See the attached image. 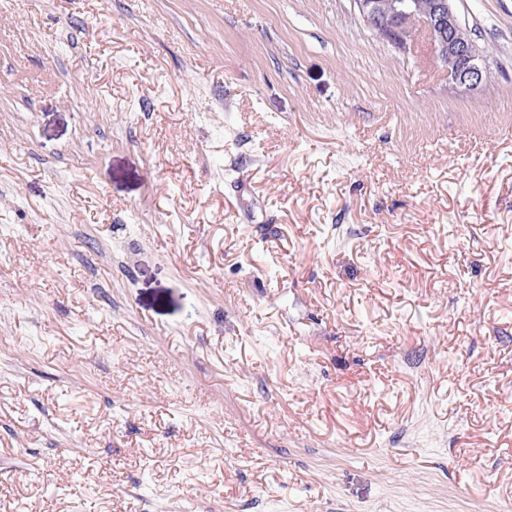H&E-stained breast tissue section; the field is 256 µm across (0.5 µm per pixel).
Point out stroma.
Returning <instances> with one entry per match:
<instances>
[{
    "label": "stroma",
    "instance_id": "35a3bbf8",
    "mask_svg": "<svg viewBox=\"0 0 512 512\" xmlns=\"http://www.w3.org/2000/svg\"><path fill=\"white\" fill-rule=\"evenodd\" d=\"M490 66L349 0L0 5V512H512V0Z\"/></svg>",
    "mask_w": 512,
    "mask_h": 512
}]
</instances>
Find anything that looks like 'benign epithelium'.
<instances>
[{"label": "benign epithelium", "instance_id": "1", "mask_svg": "<svg viewBox=\"0 0 512 512\" xmlns=\"http://www.w3.org/2000/svg\"><path fill=\"white\" fill-rule=\"evenodd\" d=\"M359 22L376 38L398 50L406 49L417 31L429 34L436 58L448 79L467 91L480 89L488 62L478 45L460 37L462 19L454 0H350Z\"/></svg>", "mask_w": 512, "mask_h": 512}]
</instances>
